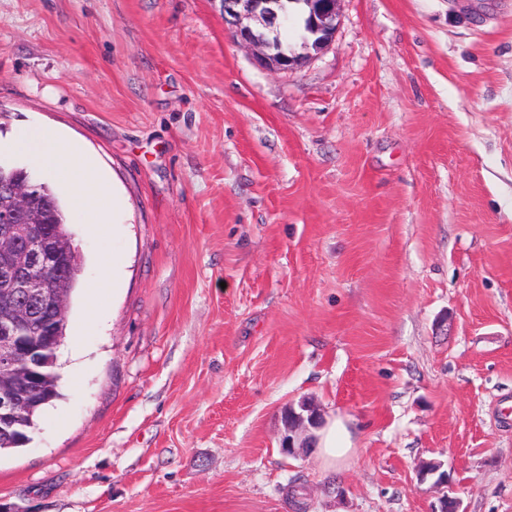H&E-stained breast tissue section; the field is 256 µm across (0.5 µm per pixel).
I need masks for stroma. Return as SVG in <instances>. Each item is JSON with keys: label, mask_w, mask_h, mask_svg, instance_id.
Instances as JSON below:
<instances>
[{"label": "stroma", "mask_w": 512, "mask_h": 512, "mask_svg": "<svg viewBox=\"0 0 512 512\" xmlns=\"http://www.w3.org/2000/svg\"><path fill=\"white\" fill-rule=\"evenodd\" d=\"M337 11L282 71L220 0H0V135L60 130L118 201L99 235L60 192L61 396L0 512H437L428 462L512 512V0ZM304 400L342 463L283 451ZM316 448L322 458L329 464L346 457L352 450L351 434L339 417L329 418L317 431Z\"/></svg>", "instance_id": "obj_1"}]
</instances>
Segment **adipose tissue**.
<instances>
[{
    "mask_svg": "<svg viewBox=\"0 0 512 512\" xmlns=\"http://www.w3.org/2000/svg\"><path fill=\"white\" fill-rule=\"evenodd\" d=\"M24 152L55 180L75 187L73 208L89 223L103 226L112 215L113 195L97 159L68 142L60 131L41 126L18 128L0 139V153ZM316 446L330 464L346 457L352 449L351 434L341 418L333 417L317 432Z\"/></svg>",
    "mask_w": 512,
    "mask_h": 512,
    "instance_id": "obj_1",
    "label": "adipose tissue"
}]
</instances>
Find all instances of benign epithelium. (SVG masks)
Wrapping results in <instances>:
<instances>
[{
	"label": "benign epithelium",
	"instance_id": "obj_1",
	"mask_svg": "<svg viewBox=\"0 0 512 512\" xmlns=\"http://www.w3.org/2000/svg\"><path fill=\"white\" fill-rule=\"evenodd\" d=\"M339 0H308L314 30L324 34L318 42L332 40L336 31ZM224 18L232 19L233 36L240 44L264 49L261 60L277 70H294L307 59L293 53L272 51L267 35L282 23L283 16L273 7V0H221ZM28 185L10 189L11 216L0 222V432H15L16 419L27 408L28 401L19 392L12 376L19 371L34 384L39 380L40 366L45 363L43 335L46 323L35 314L47 298L43 272L56 269L60 253L53 247L45 227L31 214ZM24 251H18L20 241ZM433 486L443 490L440 512H460V501L446 491L448 478L434 480Z\"/></svg>",
	"mask_w": 512,
	"mask_h": 512
}]
</instances>
